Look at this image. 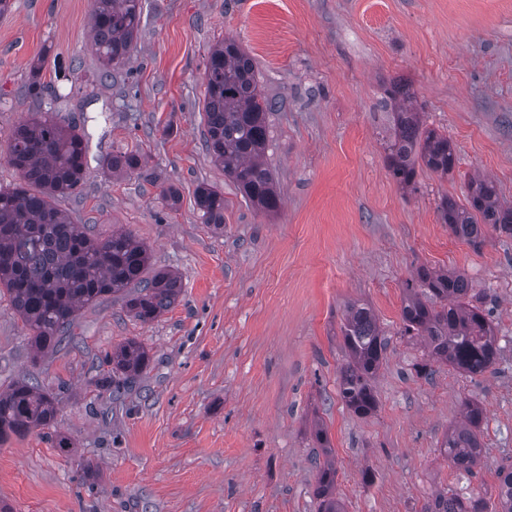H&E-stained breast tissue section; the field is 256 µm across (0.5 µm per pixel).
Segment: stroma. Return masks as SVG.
Masks as SVG:
<instances>
[{"label": "stroma", "mask_w": 512, "mask_h": 512, "mask_svg": "<svg viewBox=\"0 0 512 512\" xmlns=\"http://www.w3.org/2000/svg\"><path fill=\"white\" fill-rule=\"evenodd\" d=\"M128 62L102 76L91 51L92 0H10L0 13V186L12 127L39 111L24 94L30 66L57 117L89 137L80 192L62 206L103 239L124 228L182 292L150 323L121 299L84 307L75 341L34 358L8 295L0 296V388L29 374L64 402L53 435L0 447V512H317L322 425L345 512H419L459 473L440 452L463 398L486 409L475 489L512 465V239L455 238L437 210L465 201L475 175L512 204V0H141ZM235 40L253 57L268 115L267 162L282 206L268 217L206 153L203 103L211 48ZM414 89L425 124L447 134L456 166L419 171L415 189L386 167L393 135L383 89ZM136 93L124 105L120 90ZM139 151L143 170L113 177L105 157ZM224 193V228L203 223L199 185ZM178 194L177 204L162 195ZM422 265L463 271L489 295L501 354L469 377L413 363L398 331L404 286ZM361 299L390 337L379 405L352 414L338 394L340 323ZM136 340L152 363L119 398L90 383L107 351ZM65 437L70 452L55 446ZM100 471L83 481L81 465ZM372 473L363 483L362 469Z\"/></svg>", "instance_id": "stroma-1"}]
</instances>
